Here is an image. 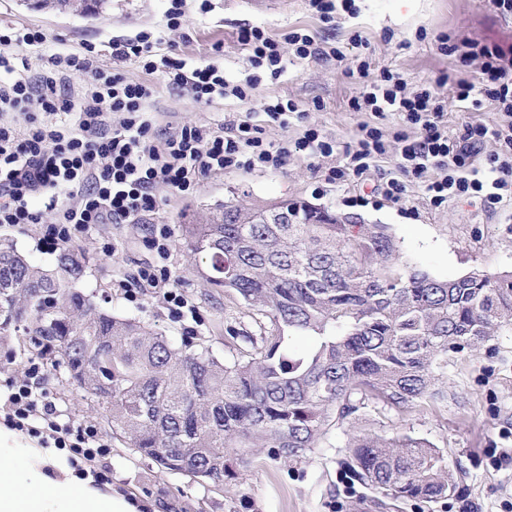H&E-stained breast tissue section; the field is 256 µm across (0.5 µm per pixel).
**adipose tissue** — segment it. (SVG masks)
Masks as SVG:
<instances>
[{
  "label": "adipose tissue",
  "instance_id": "adipose-tissue-1",
  "mask_svg": "<svg viewBox=\"0 0 512 512\" xmlns=\"http://www.w3.org/2000/svg\"><path fill=\"white\" fill-rule=\"evenodd\" d=\"M22 462L27 487H19L12 462ZM0 512H138L136 504L74 473L65 452L39 448L0 425Z\"/></svg>",
  "mask_w": 512,
  "mask_h": 512
}]
</instances>
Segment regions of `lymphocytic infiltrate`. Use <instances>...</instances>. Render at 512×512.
<instances>
[{
  "label": "lymphocytic infiltrate",
  "mask_w": 512,
  "mask_h": 512,
  "mask_svg": "<svg viewBox=\"0 0 512 512\" xmlns=\"http://www.w3.org/2000/svg\"><path fill=\"white\" fill-rule=\"evenodd\" d=\"M239 41L250 50L255 70L280 75L283 56L276 41L257 27L241 29ZM46 42V35L36 29L0 30V225L41 223L31 200L43 194L59 208L57 222L47 226V238L67 244L94 224L138 223L158 207L156 185L189 194L207 173L277 170L292 156L328 157L334 152L332 141L318 130L308 129L274 144L266 141L261 126L248 121L226 134L194 125L157 140L146 110L154 95L151 74L162 73L171 89L189 92L206 105L227 97L246 98L258 81L256 74L234 83L218 64L188 67L178 54H158V42L149 32L112 43L113 56L140 63L142 80L130 81L94 67L91 45L82 56L48 54L44 67L31 72L25 51L45 48ZM448 51L460 65L481 63L479 82L457 85L460 107L487 99L499 110L512 112V45L452 44ZM74 71L86 76L78 91L69 85ZM352 106L378 116L399 113L407 126L419 132L413 140L403 133L396 136L404 178L387 182L386 197L399 199L406 191L405 179L424 178L436 206L476 197L493 211L505 198H512V121L468 124L458 138L449 139L445 107L432 89L408 91L404 79L390 72L364 83ZM490 140L499 142L503 151L486 158L482 151ZM385 152L381 132L361 125L345 164L330 167L325 179L334 183L362 176ZM171 238L169 225H152L147 242L161 263L141 269L136 284L163 289L171 316L178 318L186 301L169 289L171 273L163 264ZM43 371L42 363L33 362L25 380L9 377L0 384L5 388L0 405L6 410V426L38 439L41 447L67 450L74 468H99L111 453L107 439L94 424L74 426L62 420L53 395L40 385Z\"/></svg>",
  "instance_id": "obj_1"
}]
</instances>
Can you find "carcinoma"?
Here are the masks:
<instances>
[{
  "instance_id": "carcinoma-1",
  "label": "carcinoma",
  "mask_w": 512,
  "mask_h": 512,
  "mask_svg": "<svg viewBox=\"0 0 512 512\" xmlns=\"http://www.w3.org/2000/svg\"><path fill=\"white\" fill-rule=\"evenodd\" d=\"M236 204L182 225L196 276L269 320L251 350L221 360L132 316L101 310L79 285L85 262L64 245L51 268L0 239V338L23 328L70 385L99 400L129 448L160 468L221 480L252 464L246 448L298 458L327 428L370 406H448V357L475 352L512 325V272L440 279L399 262L384 224H254ZM310 336L297 353L286 335ZM349 478L394 501L453 497L457 481L432 443L410 433H347Z\"/></svg>"
}]
</instances>
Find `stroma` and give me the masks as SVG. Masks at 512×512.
I'll list each match as a JSON object with an SVG mask.
<instances>
[{"label":"stroma","instance_id":"35a3bbf8","mask_svg":"<svg viewBox=\"0 0 512 512\" xmlns=\"http://www.w3.org/2000/svg\"><path fill=\"white\" fill-rule=\"evenodd\" d=\"M169 5V0H104L84 11L57 0H0V24L41 30L50 45L71 54H84L86 45H95V66L131 80L141 79L143 73L137 63L113 57L109 44L114 39L150 32L165 39L159 53L173 46L189 65L213 62L227 77L242 80L255 71L238 40L241 28L261 27L282 45L289 32L307 33L318 46L338 48L343 60L299 59L286 50L279 77L261 73L247 98L217 99L206 106L159 78L149 109L155 128L164 133L186 124L222 132L248 120L264 125L267 140L275 143L316 128L335 142L336 151L329 158L294 156L276 171L241 168L208 174L189 195L160 185L155 189L158 208L140 223L92 225L73 247L88 266L82 287L103 309L136 316L171 336L190 337L219 357L246 350L241 333L255 330L254 320L238 299L189 273L181 239L182 225L203 221L231 198L249 204L304 198L368 224L387 225L399 244L401 261L440 278L474 268L492 275L512 271V200L493 212L477 198L436 207L424 183L415 181L400 199L387 198L382 185L401 176L393 148L362 177L333 185L324 180L326 168L342 165L343 153L355 145L362 123L378 128L389 142L405 131L398 114L376 116L352 108L365 78L385 70L399 74L412 91L422 83L432 84L447 106L449 138H457L468 123L504 122V114L487 102L458 108V82L477 81L479 69L461 66L442 52L438 38L447 34L457 44L506 47L512 45V15L496 11L489 0H355V14L331 20L311 10L308 0H186L183 24L170 32ZM360 61L368 64L366 74L356 71ZM276 99L299 106L287 126L268 122L264 113L266 103ZM33 206L42 211V223L2 225L0 236L13 239L35 263L48 268L57 249L47 240L45 226L56 212L43 195L34 198ZM153 224L172 229V245L163 262L171 272V287L188 302L189 311L180 319L170 317L158 290L141 289L133 299L124 289L140 268L162 261L146 243ZM108 244L113 247L109 253L104 250ZM44 385L71 423L104 427L96 399L69 386L64 370L46 369ZM446 385V408L391 411L384 426L389 432L427 439L460 467L458 492L444 501L402 504L395 512H512V466L494 463L495 456L512 448V328L500 329L476 352L450 358ZM346 440L342 430L331 427L319 448L299 458L272 459L266 449H251L254 464L241 468L237 479L225 481L218 492L208 482L159 469L115 439L106 461L109 489L146 512H366L364 503L374 493L346 477L341 466Z\"/></svg>","mask_w":512,"mask_h":512}]
</instances>
